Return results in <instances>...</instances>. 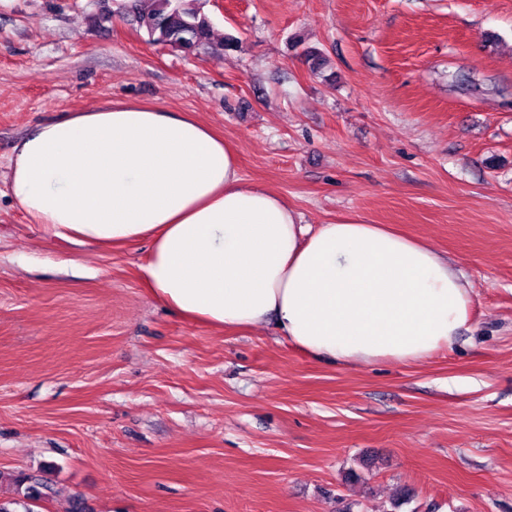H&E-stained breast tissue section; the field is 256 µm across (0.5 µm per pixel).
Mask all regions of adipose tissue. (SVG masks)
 I'll list each match as a JSON object with an SVG mask.
<instances>
[{"label":"adipose tissue","instance_id":"1","mask_svg":"<svg viewBox=\"0 0 512 512\" xmlns=\"http://www.w3.org/2000/svg\"><path fill=\"white\" fill-rule=\"evenodd\" d=\"M8 169L12 199L48 237L150 240L147 288L197 323L272 322L313 359L353 366L427 359L470 319L454 261L358 217L300 223L190 114L132 101L73 111L37 125Z\"/></svg>","mask_w":512,"mask_h":512}]
</instances>
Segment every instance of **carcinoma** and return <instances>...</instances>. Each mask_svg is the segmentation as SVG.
I'll return each instance as SVG.
<instances>
[{
	"label": "carcinoma",
	"mask_w": 512,
	"mask_h": 512,
	"mask_svg": "<svg viewBox=\"0 0 512 512\" xmlns=\"http://www.w3.org/2000/svg\"><path fill=\"white\" fill-rule=\"evenodd\" d=\"M136 19L153 43L185 53L212 40L211 21L200 0H153L152 8L137 12Z\"/></svg>",
	"instance_id": "cac0c4a2"
}]
</instances>
